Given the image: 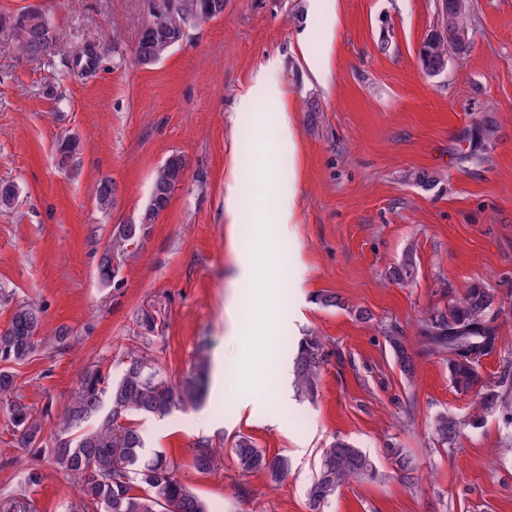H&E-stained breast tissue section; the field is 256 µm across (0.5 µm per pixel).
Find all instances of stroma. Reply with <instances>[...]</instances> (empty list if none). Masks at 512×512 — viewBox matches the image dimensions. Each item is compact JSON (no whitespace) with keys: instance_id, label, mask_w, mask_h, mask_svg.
Here are the masks:
<instances>
[{"instance_id":"stroma-1","label":"stroma","mask_w":512,"mask_h":512,"mask_svg":"<svg viewBox=\"0 0 512 512\" xmlns=\"http://www.w3.org/2000/svg\"><path fill=\"white\" fill-rule=\"evenodd\" d=\"M150 5L0 0V13L40 12L59 44L32 61L0 29V180L19 191L16 208L0 211V330L16 304L44 311V342L17 368L25 402L61 409L88 367L118 365L147 336L171 380L202 357L224 367L199 407L139 421L147 453L166 454L211 512H309L316 464L338 438L369 454L377 475L342 485L325 512H512V422L458 393L447 354L420 343L423 322L480 283L495 293L498 338L479 372L492 386L512 362V0H473L470 50L433 78L419 52L440 22L438 0H224L222 17L143 66L133 50ZM331 12L315 74L307 39ZM91 46L93 64L72 67ZM273 56L293 142L271 159L295 209L287 252L260 259L259 288L242 299L251 346L242 362L236 241L277 229L245 216L231 224L225 185L256 165L260 111L242 110L240 98ZM486 118L488 144L474 133ZM68 134L82 151L61 167L57 142ZM173 154L186 170L168 208L102 283V251L119 225L139 223ZM106 179L116 186L108 211L96 200ZM409 251L417 277L400 285L390 271ZM323 294L336 306L319 304ZM62 326L76 338L65 350L52 342ZM394 333L413 376L387 341ZM309 334L330 354L312 402L295 394L293 350L274 344ZM445 414L468 423L451 449L432 430ZM241 436L287 456V477L241 475L228 452ZM11 438L0 409V496L36 463ZM203 438L226 451L210 474L192 466ZM391 446L415 484L388 459ZM40 466L39 512H66L74 485Z\"/></svg>"}]
</instances>
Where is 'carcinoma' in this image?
Wrapping results in <instances>:
<instances>
[{
    "instance_id": "carcinoma-1",
    "label": "carcinoma",
    "mask_w": 512,
    "mask_h": 512,
    "mask_svg": "<svg viewBox=\"0 0 512 512\" xmlns=\"http://www.w3.org/2000/svg\"><path fill=\"white\" fill-rule=\"evenodd\" d=\"M166 7L151 9L150 18L140 34H150L145 43L138 38L134 59L150 65L170 50L169 41L180 37L183 28L224 15V0H194V7H181L183 0H161ZM12 30L20 51L30 59H39L50 49L55 37L41 15L26 11L18 15L0 14V29ZM474 31L469 7L454 13L448 23V40L434 31L423 43L421 63L428 70L448 59V42L460 45L464 55L471 46ZM185 173V161L179 154L168 157L157 170L149 202L141 221L121 224L112 236V244L103 252L98 275L101 281L112 279L113 253L124 251L144 239L153 221L164 212L172 192ZM115 187L102 181L97 188L101 208L112 206ZM18 197L15 184L0 181V208H11ZM416 275V262L408 254L391 271L393 280L407 283ZM495 301L489 289L474 285L466 296L448 304V310L425 323L422 342L429 349L448 353V376L457 392L472 393L483 406L498 405L505 393L493 390L478 371L480 358L492 352L497 340V325L491 314ZM43 310L34 304L16 306L8 327L0 331V404L10 414L13 446L35 448L39 455L78 485V494L67 505V512H209L207 503L177 476V467L163 457L144 460V441L134 422L136 416H164L174 409L200 402L205 393V372L195 373L174 385L162 369L145 355L150 340L128 352L117 381L111 371L95 365L86 370L72 399L56 417L57 432L45 440L44 430L51 406L39 410L24 401L18 374L12 367L27 363L42 343ZM388 341L398 364L406 374L414 371L413 358L402 337ZM329 354L317 336L303 337L293 361L297 394L314 399L318 391L321 369ZM109 408H104V403ZM468 423L442 415L434 424L441 441L452 444ZM193 467L209 473L222 465L218 449L202 439L192 449ZM245 474L264 472L274 482L281 481L290 468L287 457L269 455L247 437L239 438L230 449ZM375 475L371 459L350 443L338 440L321 456L316 475L308 492L311 512H322L336 489L352 478ZM43 481V473L35 466L27 470L21 488L0 498V512H38L33 494Z\"/></svg>"
}]
</instances>
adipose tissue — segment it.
I'll use <instances>...</instances> for the list:
<instances>
[{"instance_id": "adipose-tissue-1", "label": "adipose tissue", "mask_w": 512, "mask_h": 512, "mask_svg": "<svg viewBox=\"0 0 512 512\" xmlns=\"http://www.w3.org/2000/svg\"><path fill=\"white\" fill-rule=\"evenodd\" d=\"M272 145L273 143H261L259 147L262 156L260 169L249 176L258 195V202L254 206L253 221L257 224L284 226L292 217L294 196L292 192L281 188L277 171L267 160Z\"/></svg>"}]
</instances>
